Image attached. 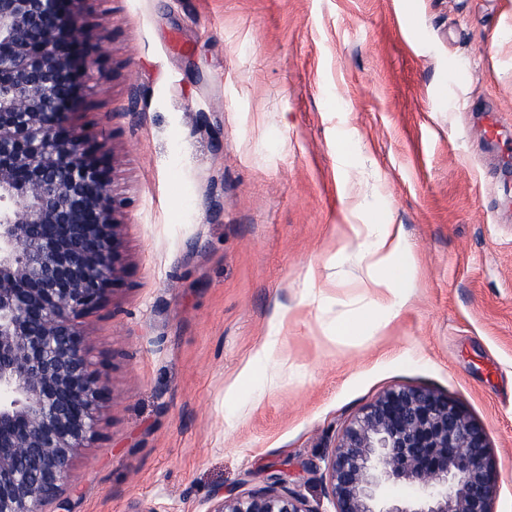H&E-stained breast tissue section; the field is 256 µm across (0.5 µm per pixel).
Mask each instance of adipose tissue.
I'll return each instance as SVG.
<instances>
[{"label": "adipose tissue", "instance_id": "ef3b65f1", "mask_svg": "<svg viewBox=\"0 0 512 512\" xmlns=\"http://www.w3.org/2000/svg\"><path fill=\"white\" fill-rule=\"evenodd\" d=\"M346 234L353 239L368 238L371 260L368 286L374 293V303L392 313H399L404 304L400 279L395 275L394 261L400 252L401 234L391 224H350Z\"/></svg>", "mask_w": 512, "mask_h": 512}]
</instances>
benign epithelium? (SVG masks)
I'll use <instances>...</instances> for the list:
<instances>
[{
	"label": "benign epithelium",
	"instance_id": "benign-epithelium-1",
	"mask_svg": "<svg viewBox=\"0 0 512 512\" xmlns=\"http://www.w3.org/2000/svg\"><path fill=\"white\" fill-rule=\"evenodd\" d=\"M74 0H0V512H50L98 436L110 390L81 320L124 273L123 199L86 130L97 67ZM320 473L331 512H494L495 464L461 404L417 386L383 392L340 430ZM385 482L412 501L376 508ZM206 512H324L282 473Z\"/></svg>",
	"mask_w": 512,
	"mask_h": 512
}]
</instances>
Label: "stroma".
Returning a JSON list of instances; mask_svg holds the SVG:
<instances>
[{
  "label": "stroma",
  "mask_w": 512,
  "mask_h": 512,
  "mask_svg": "<svg viewBox=\"0 0 512 512\" xmlns=\"http://www.w3.org/2000/svg\"><path fill=\"white\" fill-rule=\"evenodd\" d=\"M105 7L79 6L109 43L75 121L127 201V269L83 321L111 396L55 512H207L278 470L321 502L305 463L397 386L462 403L512 512V168L480 123L512 144V0ZM347 222L399 227L397 318Z\"/></svg>",
  "instance_id": "stroma-1"
}]
</instances>
